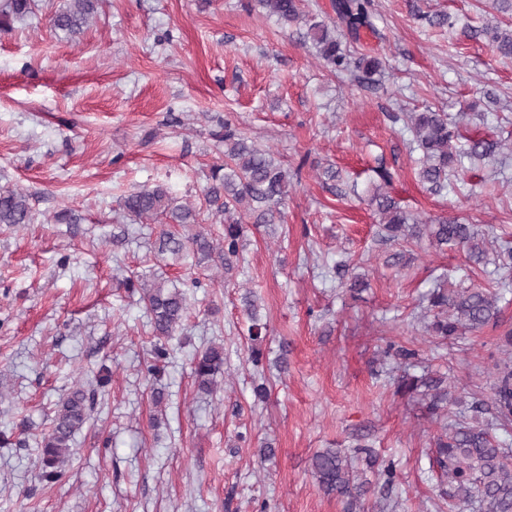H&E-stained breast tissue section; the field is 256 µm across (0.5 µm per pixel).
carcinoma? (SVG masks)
I'll return each mask as SVG.
<instances>
[{"label":"carcinoma","mask_w":512,"mask_h":512,"mask_svg":"<svg viewBox=\"0 0 512 512\" xmlns=\"http://www.w3.org/2000/svg\"><path fill=\"white\" fill-rule=\"evenodd\" d=\"M303 0H256V6L276 19L283 27L303 21ZM98 0H68L50 18L52 26L69 36L83 32L89 19L97 11ZM35 0H4L0 5V31H8L11 24L33 12ZM336 28L358 40L361 32H376L372 0H334ZM496 49L504 59H512V28L490 29ZM304 37L312 42L318 54L332 68L342 71L350 61L341 52L338 36L323 22L307 24ZM402 121L412 134V142L422 154L418 171L422 183L435 193L448 189V180L455 172L460 158L483 160L494 156L497 144L477 141L466 155L455 145L457 131L448 123V114L427 110L405 112L394 116ZM224 157L222 166L212 169L204 189L208 211L224 224V248L216 247L201 232L180 234L167 229L170 224L187 226L199 223V213L190 206L176 205L169 192L156 188L131 193L123 197L121 205L126 213L138 220L162 216L166 228L158 235L157 253L162 257L180 260L191 256L195 264L224 263L238 254L239 244L248 224H278L282 221V205L288 196L294 175L276 160L269 151L256 147L237 133L231 123L224 122ZM374 200L385 230L393 236L406 239L427 236L431 243L455 246L466 252L469 259L481 262L487 254L485 239L478 237L470 224L455 220L421 223L404 210L385 192H376ZM33 221L29 197L20 190L0 189V224H29ZM497 265L512 271V242L503 239L498 244ZM128 288L140 289V301L150 317L155 335L168 338L174 335L187 318L188 307L184 294L177 286L163 282L146 281L131 275L124 280ZM437 309L428 328L444 340H454L467 331H476L496 319L499 314L497 298L483 288H459L453 291L437 290L429 298ZM503 355L493 361V402L495 424L506 430L512 427V335L502 339ZM224 366V350L208 347L197 353L193 374L199 386L210 391L214 377ZM424 385L431 390L426 406L435 415L443 406L460 405L462 397L441 387L440 382H418L403 376L399 391L409 393ZM90 398L82 388L72 389L54 411L51 426L41 441L40 479L56 483L64 476L63 463L70 454L74 435L89 418ZM449 432L439 439L436 461L448 485L453 488L452 499L477 498L486 512H512V454L500 447L489 428L469 425L459 414L448 425ZM312 467L322 489L331 494L356 498L360 488L355 485L353 466L340 452L327 449L312 458Z\"/></svg>","instance_id":"obj_1"}]
</instances>
